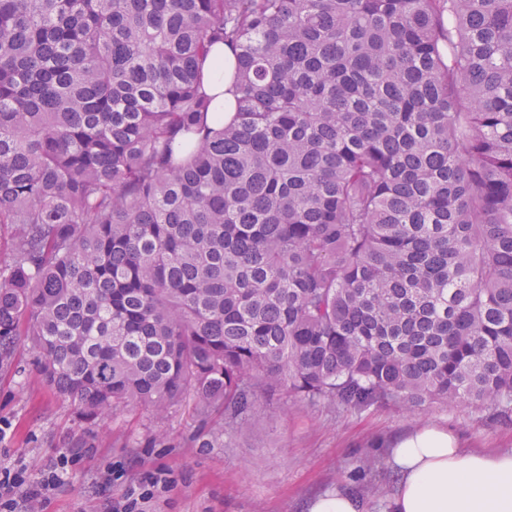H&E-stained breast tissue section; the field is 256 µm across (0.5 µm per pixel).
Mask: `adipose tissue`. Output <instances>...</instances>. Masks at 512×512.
<instances>
[{"mask_svg": "<svg viewBox=\"0 0 512 512\" xmlns=\"http://www.w3.org/2000/svg\"><path fill=\"white\" fill-rule=\"evenodd\" d=\"M233 63L216 45L204 64V89L224 116L236 110ZM389 460L398 482L385 512H512V449L469 450L451 429L424 424L395 440Z\"/></svg>", "mask_w": 512, "mask_h": 512, "instance_id": "adipose-tissue-1", "label": "adipose tissue"}]
</instances>
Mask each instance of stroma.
Wrapping results in <instances>:
<instances>
[{"label": "stroma", "instance_id": "obj_1", "mask_svg": "<svg viewBox=\"0 0 512 512\" xmlns=\"http://www.w3.org/2000/svg\"><path fill=\"white\" fill-rule=\"evenodd\" d=\"M35 352L20 345L12 367L0 368V454L39 469L63 452L76 458L44 512H106L148 475L168 487L144 512H306L308 501L336 488L363 497L367 512H383L397 475L388 447L424 423L451 428L466 448H512V416L464 406L433 405L409 413L395 407L332 408L286 397L264 403L248 429L228 433L223 447L202 448L193 435L217 428L191 403L164 416L131 405L93 422L79 420L71 403L35 370ZM87 447H77V439ZM111 471V485L100 476Z\"/></svg>", "mask_w": 512, "mask_h": 512}]
</instances>
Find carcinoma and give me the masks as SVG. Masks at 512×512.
I'll list each match as a JSON object with an SVG mask.
<instances>
[{
  "mask_svg": "<svg viewBox=\"0 0 512 512\" xmlns=\"http://www.w3.org/2000/svg\"><path fill=\"white\" fill-rule=\"evenodd\" d=\"M2 224L0 367L85 420L506 416L512 0H0ZM233 63L234 56L230 47L215 45L211 48L204 64L206 75L204 89L209 96L215 97V104L221 108L217 113L220 114L222 123L229 121L236 110L234 83L231 76Z\"/></svg>",
  "mask_w": 512,
  "mask_h": 512,
  "instance_id": "cac0c4a2",
  "label": "carcinoma"
}]
</instances>
